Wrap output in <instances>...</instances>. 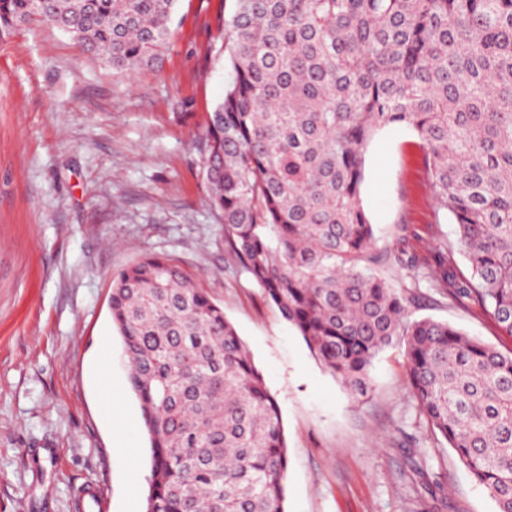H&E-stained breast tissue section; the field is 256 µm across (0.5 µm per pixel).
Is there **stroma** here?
I'll use <instances>...</instances> for the list:
<instances>
[{
  "instance_id": "obj_1",
  "label": "stroma",
  "mask_w": 512,
  "mask_h": 512,
  "mask_svg": "<svg viewBox=\"0 0 512 512\" xmlns=\"http://www.w3.org/2000/svg\"><path fill=\"white\" fill-rule=\"evenodd\" d=\"M234 0H178L161 64L117 78L46 23L0 29V512H145L149 437L112 324V278L166 256L224 309L276 398L288 443L285 512H496L421 416L405 344L356 400L228 253L210 205L201 134L232 79L224 26ZM417 137L380 129L361 199L374 255L411 318L431 317L507 353L479 304L412 288L403 257L448 245Z\"/></svg>"
}]
</instances>
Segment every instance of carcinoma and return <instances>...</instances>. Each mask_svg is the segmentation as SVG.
<instances>
[{"instance_id": "1", "label": "carcinoma", "mask_w": 512, "mask_h": 512, "mask_svg": "<svg viewBox=\"0 0 512 512\" xmlns=\"http://www.w3.org/2000/svg\"><path fill=\"white\" fill-rule=\"evenodd\" d=\"M177 2L0 0V27L50 24L124 77L162 59ZM227 28L203 172L231 252L355 397L403 339L421 414L512 512V352L410 318L361 199L373 135L413 130L470 277L440 246L410 278L512 335V0H235ZM109 311L150 441L146 512H285L279 405L222 307L147 254L113 278Z\"/></svg>"}]
</instances>
